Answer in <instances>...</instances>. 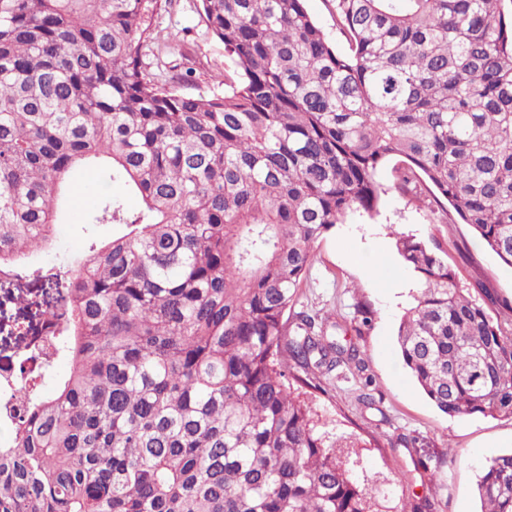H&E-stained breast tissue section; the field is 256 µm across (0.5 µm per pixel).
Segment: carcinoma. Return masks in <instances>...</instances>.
Segmentation results:
<instances>
[{"label": "carcinoma", "mask_w": 512, "mask_h": 512, "mask_svg": "<svg viewBox=\"0 0 512 512\" xmlns=\"http://www.w3.org/2000/svg\"><path fill=\"white\" fill-rule=\"evenodd\" d=\"M167 2L0 0V262L12 318L58 321L68 362L19 394L0 512H433L359 471V435L322 430L305 389L364 365L292 308L315 242L377 212L396 156L397 190L446 200L512 267V0H328L344 55L305 0H200L235 74L208 97L146 71ZM100 165L142 208L101 197L86 223L125 232L59 280L34 257ZM395 237L415 382L451 417H512V338L446 245ZM476 497L512 512V451Z\"/></svg>", "instance_id": "cac0c4a2"}]
</instances>
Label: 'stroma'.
I'll return each instance as SVG.
<instances>
[{"label":"stroma","instance_id":"stroma-1","mask_svg":"<svg viewBox=\"0 0 512 512\" xmlns=\"http://www.w3.org/2000/svg\"><path fill=\"white\" fill-rule=\"evenodd\" d=\"M198 5V0H170L156 19L160 36L154 52L177 78V90L209 96L223 92L231 63L223 42L208 32ZM377 180L386 189L377 215H351L315 243L310 271L297 298L300 305L336 323L338 341L358 346L378 401L373 405L359 401L353 379L341 372L335 378V391L313 393L312 399L329 431L415 438L412 446L372 448L362 455L363 470L384 473L397 497L429 500L435 512H476V482L485 460L512 450V417H450L416 386L396 343L416 277L399 256L394 235L431 234L444 242L466 296L496 320L502 316L499 300H512V268L485 248L471 226L434 223L427 208L395 191L392 164L379 169ZM54 233L55 246L41 259L65 271L91 238L110 237L112 227L85 223L82 211L76 210L56 225ZM362 306L374 310L375 316L358 333L352 320ZM445 453L451 454L452 462L445 466L442 481L431 482L417 460Z\"/></svg>","mask_w":512,"mask_h":512}]
</instances>
